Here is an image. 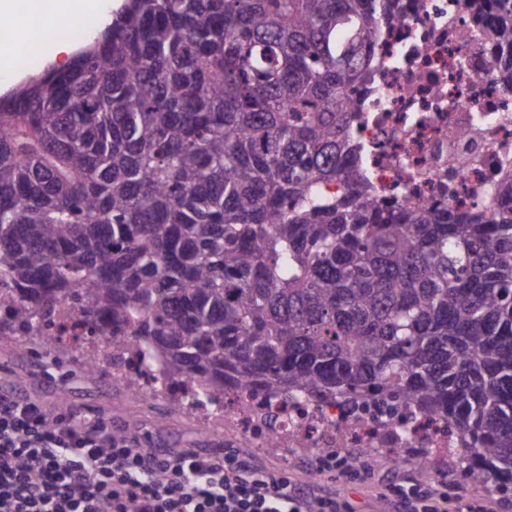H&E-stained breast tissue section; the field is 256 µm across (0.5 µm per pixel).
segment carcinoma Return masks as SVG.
Listing matches in <instances>:
<instances>
[{"label":"carcinoma","mask_w":512,"mask_h":512,"mask_svg":"<svg viewBox=\"0 0 512 512\" xmlns=\"http://www.w3.org/2000/svg\"><path fill=\"white\" fill-rule=\"evenodd\" d=\"M512 46V0H495ZM379 0H122L66 70L0 95L7 327L61 300L183 384L447 420L512 488V182L489 216L365 200L347 87ZM339 183L341 191L325 187Z\"/></svg>","instance_id":"1"}]
</instances>
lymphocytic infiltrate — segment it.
I'll return each mask as SVG.
<instances>
[{
    "label": "lymphocytic infiltrate",
    "mask_w": 512,
    "mask_h": 512,
    "mask_svg": "<svg viewBox=\"0 0 512 512\" xmlns=\"http://www.w3.org/2000/svg\"><path fill=\"white\" fill-rule=\"evenodd\" d=\"M395 512H490L447 488L388 483ZM0 512H345L285 475L255 476L232 450L159 451L102 418L50 415L0 391Z\"/></svg>",
    "instance_id": "f902f5d3"
}]
</instances>
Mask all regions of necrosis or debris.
<instances>
[{
	"instance_id": "obj_1",
	"label": "necrosis or debris",
	"mask_w": 512,
	"mask_h": 512,
	"mask_svg": "<svg viewBox=\"0 0 512 512\" xmlns=\"http://www.w3.org/2000/svg\"><path fill=\"white\" fill-rule=\"evenodd\" d=\"M494 14L488 2L477 11L468 0H395L390 22L365 49L370 66L351 125L355 163L377 200L477 213L512 179V96L499 81ZM99 350L112 382L157 395L162 369L134 367V344L118 356L108 343ZM220 426L277 448L448 445L443 423L431 417L403 436L332 404L272 416L259 394L201 420L206 431Z\"/></svg>"
}]
</instances>
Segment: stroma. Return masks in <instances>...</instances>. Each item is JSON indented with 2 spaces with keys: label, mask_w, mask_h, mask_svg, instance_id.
<instances>
[{
  "label": "stroma",
  "mask_w": 512,
  "mask_h": 512,
  "mask_svg": "<svg viewBox=\"0 0 512 512\" xmlns=\"http://www.w3.org/2000/svg\"><path fill=\"white\" fill-rule=\"evenodd\" d=\"M71 60V54L53 55L42 48L23 60L10 58L8 66L0 68V92L46 66L66 68ZM85 352L84 346L73 341L49 353L32 346L29 337L0 336V388L39 400L54 415L103 417L113 430L131 435L146 448H194L202 452L233 449L258 472L283 473L340 493L350 512H390V505L375 497L384 479L397 483L411 479L425 486L444 484L451 495L464 499L475 493L464 469L449 462L447 452L434 448L428 451L432 463L427 467L420 465L418 455L403 448H366L362 454L369 470L355 467L342 475L315 471L316 456L308 448H275L220 430L202 433L193 409L173 410L167 398L134 396L114 386L104 371L87 372L83 365Z\"/></svg>",
  "instance_id": "stroma-1"
}]
</instances>
